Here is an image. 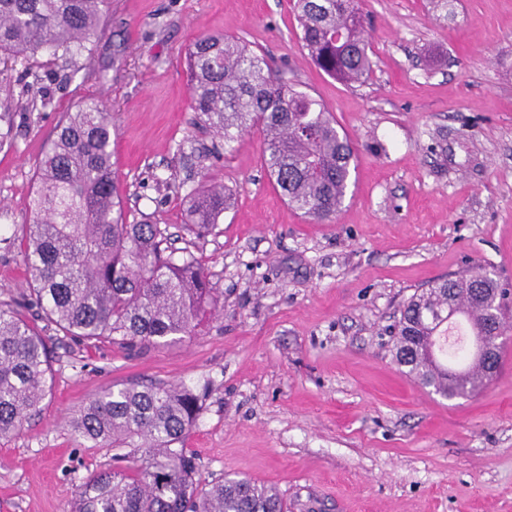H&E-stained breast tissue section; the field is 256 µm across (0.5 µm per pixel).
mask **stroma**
Segmentation results:
<instances>
[{
    "label": "stroma",
    "instance_id": "stroma-1",
    "mask_svg": "<svg viewBox=\"0 0 512 512\" xmlns=\"http://www.w3.org/2000/svg\"><path fill=\"white\" fill-rule=\"evenodd\" d=\"M361 8L373 73L360 85L313 64L293 0H110L92 56L0 62V306L37 316L22 304L35 172L63 114L90 98L114 117L129 218L200 257L224 292L196 336L136 353L43 324L51 390L0 439V512H70L116 463L73 433L72 413L150 382L201 395L184 446L202 483L251 478L288 512H512V317L499 375L469 397L403 373L392 336L435 280L479 264L512 283V0ZM213 32L243 38L350 137L357 167L333 223L288 206L258 128L228 143L194 125L186 52ZM205 177L234 204L199 238L184 197Z\"/></svg>",
    "mask_w": 512,
    "mask_h": 512
}]
</instances>
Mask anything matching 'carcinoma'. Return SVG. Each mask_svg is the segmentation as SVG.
Returning a JSON list of instances; mask_svg holds the SVG:
<instances>
[{"instance_id":"carcinoma-1","label":"carcinoma","mask_w":512,"mask_h":512,"mask_svg":"<svg viewBox=\"0 0 512 512\" xmlns=\"http://www.w3.org/2000/svg\"><path fill=\"white\" fill-rule=\"evenodd\" d=\"M109 0H0V57L31 59L47 51L92 53ZM300 42L315 65L346 84L369 79L373 62L358 0H296ZM195 124L226 141L254 126L263 132V165L288 204L324 223L342 207L352 142L322 103L274 74L264 55L222 33L204 35L189 52ZM112 113L95 99L67 112L36 172L32 222L25 225V263L41 317L80 342L133 350L170 346L197 334L220 307L202 260L174 257L156 224L131 223L112 163ZM233 204L224 185L207 182L186 194L184 224L211 233ZM451 307L501 352L512 285L482 266L414 294L395 327V359L404 373L450 398L480 389L471 369L498 372L465 349L430 363L411 346L448 334L438 314ZM45 336L26 316L0 308V438L19 432L50 392ZM201 399L180 385L110 389L81 406L70 421L93 447L141 448L133 469H108L79 489L71 512H288L278 491L247 478L200 485L183 443Z\"/></svg>"}]
</instances>
